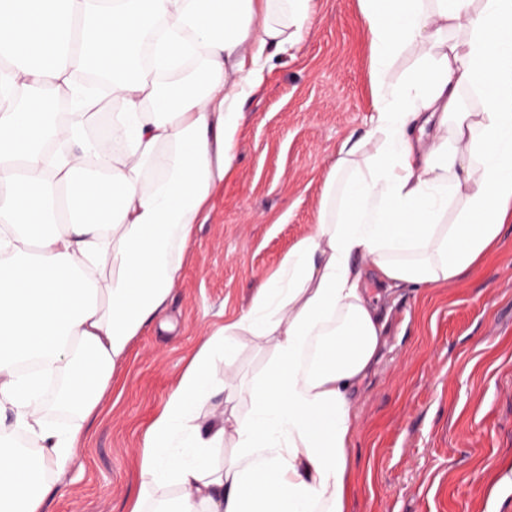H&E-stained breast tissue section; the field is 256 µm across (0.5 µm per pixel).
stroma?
<instances>
[{
    "instance_id": "stroma-1",
    "label": "stroma",
    "mask_w": 512,
    "mask_h": 512,
    "mask_svg": "<svg viewBox=\"0 0 512 512\" xmlns=\"http://www.w3.org/2000/svg\"><path fill=\"white\" fill-rule=\"evenodd\" d=\"M362 0H315L298 48L275 59L244 103L234 167L195 225L163 318L132 339L49 512H128L137 452L206 336L236 321L262 277L314 229L324 182L347 137L372 127L376 100ZM386 349L355 395L352 512H512V223L461 279L385 289ZM271 353L243 336L216 354L250 384Z\"/></svg>"
}]
</instances>
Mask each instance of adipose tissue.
Wrapping results in <instances>:
<instances>
[{"instance_id":"1","label":"adipose tissue","mask_w":512,"mask_h":512,"mask_svg":"<svg viewBox=\"0 0 512 512\" xmlns=\"http://www.w3.org/2000/svg\"><path fill=\"white\" fill-rule=\"evenodd\" d=\"M314 0H0V413L35 438L0 434V512H47L48 484L76 456L133 336L159 322L194 225L230 171L243 102L296 48ZM377 90L374 127L342 143L313 232L256 286L251 307L207 337L138 450L144 486L177 496L131 512H348L353 393L379 363L387 288L471 271L512 223V0H363ZM427 53L404 82L391 63ZM105 69L124 139L86 138L95 102L74 82ZM481 107L463 108V90ZM78 100L72 141L48 154L52 107ZM432 127L415 144V126ZM256 336L273 360L233 420L201 419L217 352ZM334 348L324 361L322 351ZM39 358L20 371V357ZM81 421L43 417L45 378ZM233 437L219 468L211 449ZM424 51V48L419 44L407 46L392 63L391 75L393 80L402 79L412 72L418 65Z\"/></svg>"}]
</instances>
